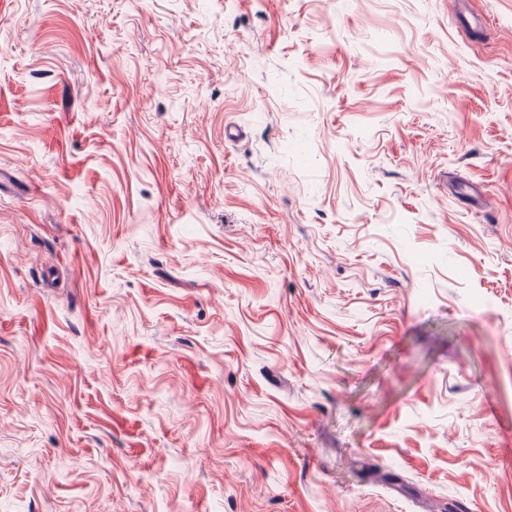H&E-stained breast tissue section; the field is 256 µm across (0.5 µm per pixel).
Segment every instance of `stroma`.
Here are the masks:
<instances>
[{
    "instance_id": "35a3bbf8",
    "label": "stroma",
    "mask_w": 512,
    "mask_h": 512,
    "mask_svg": "<svg viewBox=\"0 0 512 512\" xmlns=\"http://www.w3.org/2000/svg\"><path fill=\"white\" fill-rule=\"evenodd\" d=\"M0 512H512V0H0Z\"/></svg>"
}]
</instances>
